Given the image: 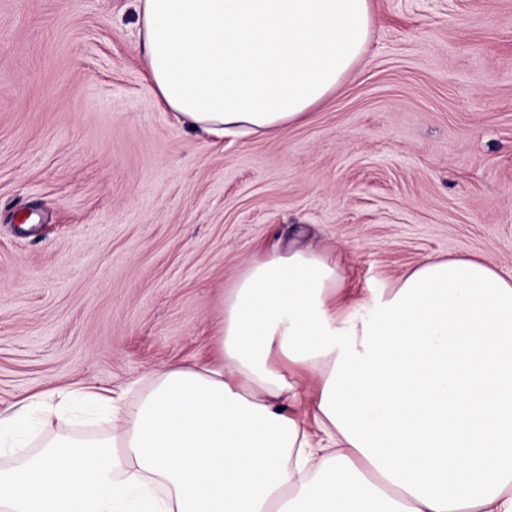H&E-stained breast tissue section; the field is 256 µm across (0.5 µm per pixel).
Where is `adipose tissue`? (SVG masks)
<instances>
[{
    "mask_svg": "<svg viewBox=\"0 0 512 512\" xmlns=\"http://www.w3.org/2000/svg\"><path fill=\"white\" fill-rule=\"evenodd\" d=\"M159 106L275 137L363 59L371 0H135ZM311 247L224 292L217 361L169 365L110 434L0 417V512H512V270L429 258L353 306ZM314 379L301 387V373Z\"/></svg>",
    "mask_w": 512,
    "mask_h": 512,
    "instance_id": "ef3b65f1",
    "label": "adipose tissue"
}]
</instances>
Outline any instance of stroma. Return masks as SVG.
I'll use <instances>...</instances> for the list:
<instances>
[{"label": "stroma", "instance_id": "obj_1", "mask_svg": "<svg viewBox=\"0 0 512 512\" xmlns=\"http://www.w3.org/2000/svg\"><path fill=\"white\" fill-rule=\"evenodd\" d=\"M309 122L210 144L143 80L132 0H0V412L216 353L225 288L298 238L345 300L429 257L512 268V0H371Z\"/></svg>", "mask_w": 512, "mask_h": 512}]
</instances>
